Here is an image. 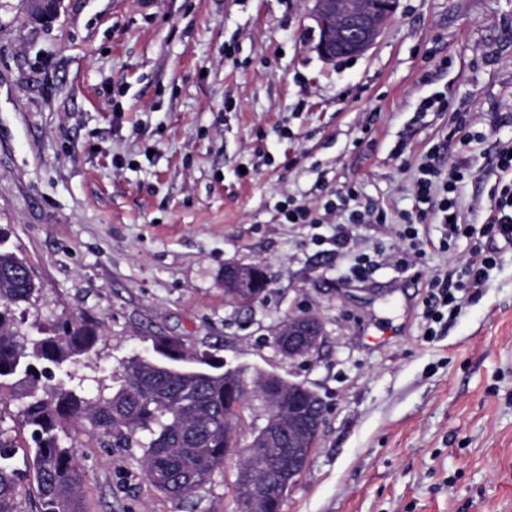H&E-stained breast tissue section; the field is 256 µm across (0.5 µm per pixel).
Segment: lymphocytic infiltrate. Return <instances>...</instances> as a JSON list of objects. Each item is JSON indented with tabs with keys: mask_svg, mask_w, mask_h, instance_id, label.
Returning <instances> with one entry per match:
<instances>
[{
	"mask_svg": "<svg viewBox=\"0 0 512 512\" xmlns=\"http://www.w3.org/2000/svg\"><path fill=\"white\" fill-rule=\"evenodd\" d=\"M446 142H438L430 147L425 158L416 168L413 178V193L418 201L414 212L402 214V238L408 239L409 250L400 263L404 266L415 264L417 259L426 256L434 243L418 236V225L438 221L444 224L449 235L465 233L479 235L492 241L502 240L512 245V149L501 148L496 157L495 169L504 186L494 205L481 210L477 224L461 225L457 189L465 177L464 168L446 162ZM357 191L354 186L336 189L332 199L326 200L322 212H315L304 204L291 203L283 209L282 215L289 224H338L334 238L336 252L353 257V277L366 281L373 273L377 262L355 252L354 227L362 224L386 223L388 215L384 209L369 207L358 209L354 202Z\"/></svg>",
	"mask_w": 512,
	"mask_h": 512,
	"instance_id": "1",
	"label": "lymphocytic infiltrate"
}]
</instances>
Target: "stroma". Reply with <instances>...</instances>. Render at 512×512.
Listing matches in <instances>:
<instances>
[{
	"instance_id": "stroma-1",
	"label": "stroma",
	"mask_w": 512,
	"mask_h": 512,
	"mask_svg": "<svg viewBox=\"0 0 512 512\" xmlns=\"http://www.w3.org/2000/svg\"><path fill=\"white\" fill-rule=\"evenodd\" d=\"M309 6L62 0L41 25L30 0H0V229L41 285L26 319L102 323L76 369L91 396L161 332L316 391L320 439L283 512H512V247L481 294L432 322L426 284L463 266L472 239L362 284L329 252L330 226L276 211L319 202L320 181L356 186L389 217L358 227V252L394 253L422 154L465 112L483 139L446 159L469 171L472 222L512 143V0H399L371 50L333 62ZM437 92L448 111H421ZM230 262L267 268L250 306L224 295ZM301 313L322 318L323 343L291 361L274 331ZM68 443L84 512H232L238 456L185 506L147 483L141 449L86 424Z\"/></svg>"
}]
</instances>
